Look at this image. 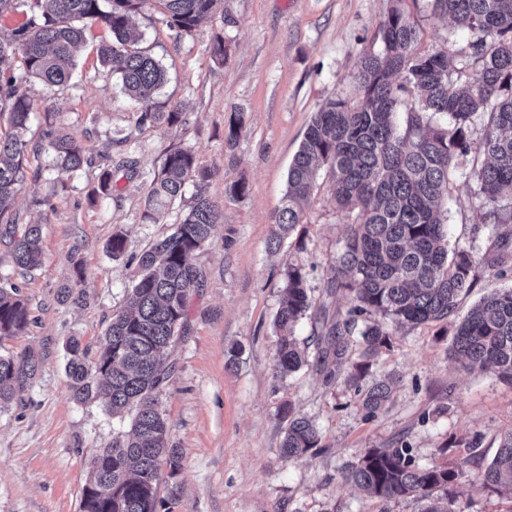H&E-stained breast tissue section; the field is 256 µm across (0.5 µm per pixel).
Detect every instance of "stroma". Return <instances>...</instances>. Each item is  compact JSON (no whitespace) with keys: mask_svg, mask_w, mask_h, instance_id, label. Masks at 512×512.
I'll use <instances>...</instances> for the list:
<instances>
[{"mask_svg":"<svg viewBox=\"0 0 512 512\" xmlns=\"http://www.w3.org/2000/svg\"><path fill=\"white\" fill-rule=\"evenodd\" d=\"M391 0H224L223 17L176 37L160 10L132 19L149 50L165 67L157 100L185 112L176 129L136 126V102L97 61L108 38L103 26L86 30V44L70 82L45 88L21 82L33 101L27 132L30 175L15 211L19 223L42 227L43 263L16 268L9 238L0 237V279L16 285L33 323L27 333L0 339V354L34 355L38 370L0 410V512H79L91 459L130 422L98 400L78 401L65 374V345L78 339L89 358L115 312L127 303L142 252L169 233L186 211L175 204L158 223L141 221L151 176L165 152L191 148L212 176L206 188L221 222L194 262L200 285L189 296L185 330L168 353L171 375L161 396L178 469L163 468L159 512H419L410 499L383 502L342 477L362 451L403 440L418 462L446 454L476 458L457 484L464 512H512V493L477 490L473 481L512 431V385L452 358L453 326L428 322L395 327L368 380L393 379L390 402L368 416L348 382L355 350L320 370L325 320L343 319L344 291L327 294L324 281L336 258L347 217L337 210L326 174L304 219L279 251L268 249L287 187L289 165L309 123L326 99L351 92L362 57L380 48L379 30ZM419 25L418 50L447 51L460 60L476 35L434 15L430 0H403ZM228 48L225 64L209 52L215 36ZM90 151L93 167L67 174L53 163L43 137L47 123ZM240 130L228 141L230 123ZM137 162L111 194L98 185L101 167L118 156ZM245 180L243 196L228 195ZM478 187L456 180L448 202L449 240L473 241L477 256L492 248L479 232ZM125 250L113 257L112 236ZM305 266L318 317L304 319L295 335L309 363L290 375L276 370L273 320L283 297L288 264ZM313 420L320 446L289 462L280 455L288 427L283 406ZM478 438L476 451L457 446Z\"/></svg>","mask_w":512,"mask_h":512,"instance_id":"obj_1","label":"stroma"}]
</instances>
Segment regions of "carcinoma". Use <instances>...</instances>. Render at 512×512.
Here are the masks:
<instances>
[{"label":"carcinoma","mask_w":512,"mask_h":512,"mask_svg":"<svg viewBox=\"0 0 512 512\" xmlns=\"http://www.w3.org/2000/svg\"><path fill=\"white\" fill-rule=\"evenodd\" d=\"M401 2L394 0L380 28V50L364 55L353 74V95L330 98L315 112L289 169L277 229L269 241V248L278 250L302 223L316 174L325 169L336 209L351 222L338 242L334 274L324 288L347 292L349 307L343 320L325 324L328 348L317 365L326 364L331 354L342 358L351 346L349 337H359L358 360L348 380L371 416L393 392L392 381L362 385L371 361L390 343L389 325L452 317L460 296L472 287L477 263L473 246L448 241L445 200L456 179L478 184L479 209L496 217L484 225L489 236L501 246L512 241V0H431L433 13L479 33L459 67L445 51H416L418 25ZM147 5L168 15L178 37L224 13L223 0H0V15L21 8L27 16L23 27L0 35V117L7 116L10 126L0 136V224L10 235L19 268L41 266L43 251L40 225L19 224L10 212L25 180V133L33 112V101L18 93V83L33 79L46 87L67 84L85 42L86 24L95 22L111 33L96 48L99 63L141 104L135 124L177 128L184 123L179 109L155 101L166 71L137 47L131 28L132 17ZM469 66L476 68V76L461 87V74ZM398 75L403 78L399 84ZM401 110L406 114L403 127L395 121ZM438 115L447 117V123H435ZM478 122L481 133L474 140L472 129ZM48 137L62 171L93 165L92 154L70 135L51 130ZM471 154L484 157L483 162L468 164ZM121 170L135 172L132 161L121 158L100 169L103 193L114 190ZM211 176L189 148H173L164 155L148 186L143 223H154L183 197L188 184L195 189L193 206L139 257L130 309L113 315L96 362L86 363L77 343L66 346V374L79 399H100L114 416L134 412L130 430L91 460L80 512H157L161 469L180 466L159 404L170 375L168 349L187 320L189 293L199 285L194 256L219 220L206 195ZM283 280L285 299L274 327L277 369L289 374L308 363L295 329L316 308L303 265H288ZM32 322L18 288L0 283V338L19 335ZM451 350L468 366L512 382L511 288L486 296L455 321ZM35 371L30 355L0 356L1 409ZM320 442L311 419L288 414L282 457L301 458ZM471 463L465 457L453 466L420 465L400 440L366 449L345 467L343 479L386 502H423L422 512H462L456 506V484ZM481 486L512 491V431L481 471Z\"/></svg>","instance_id":"1"}]
</instances>
